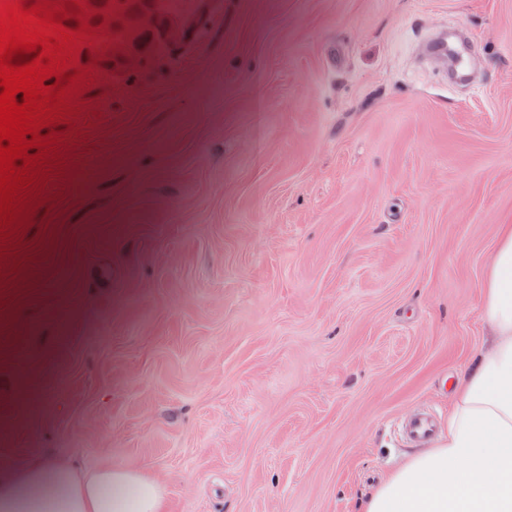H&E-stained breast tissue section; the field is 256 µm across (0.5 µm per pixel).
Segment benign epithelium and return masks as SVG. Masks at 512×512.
<instances>
[{
  "instance_id": "1",
  "label": "benign epithelium",
  "mask_w": 512,
  "mask_h": 512,
  "mask_svg": "<svg viewBox=\"0 0 512 512\" xmlns=\"http://www.w3.org/2000/svg\"><path fill=\"white\" fill-rule=\"evenodd\" d=\"M83 20L93 26L96 39H108V47L100 64L115 77L152 63L143 48V38L150 33L157 42L173 51L190 40L189 31L215 5L214 0H201L195 13L174 18L162 13L157 0H126L121 10L112 7V0H84Z\"/></svg>"
}]
</instances>
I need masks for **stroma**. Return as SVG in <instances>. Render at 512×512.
Instances as JSON below:
<instances>
[{
  "mask_svg": "<svg viewBox=\"0 0 512 512\" xmlns=\"http://www.w3.org/2000/svg\"><path fill=\"white\" fill-rule=\"evenodd\" d=\"M460 26L475 78L423 54ZM172 65L93 66L0 275V467L165 512H362L491 346L512 0H220Z\"/></svg>",
  "mask_w": 512,
  "mask_h": 512,
  "instance_id": "35a3bbf8",
  "label": "stroma"
}]
</instances>
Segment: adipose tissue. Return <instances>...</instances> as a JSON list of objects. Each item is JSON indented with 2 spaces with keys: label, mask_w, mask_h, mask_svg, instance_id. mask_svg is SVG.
<instances>
[{
  "label": "adipose tissue",
  "mask_w": 512,
  "mask_h": 512,
  "mask_svg": "<svg viewBox=\"0 0 512 512\" xmlns=\"http://www.w3.org/2000/svg\"><path fill=\"white\" fill-rule=\"evenodd\" d=\"M494 336L457 379L448 429L392 471L365 512H512V225H503L483 281ZM165 486L107 468L80 474L38 458L0 472V512H164Z\"/></svg>",
  "instance_id": "obj_1"
}]
</instances>
